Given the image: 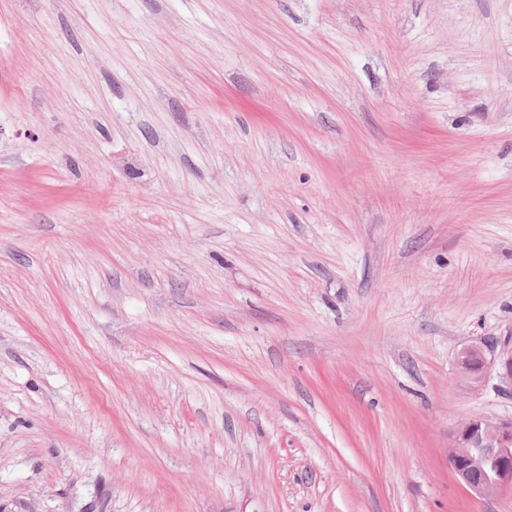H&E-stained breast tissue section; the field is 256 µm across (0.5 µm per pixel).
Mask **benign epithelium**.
I'll return each mask as SVG.
<instances>
[{"mask_svg": "<svg viewBox=\"0 0 512 512\" xmlns=\"http://www.w3.org/2000/svg\"><path fill=\"white\" fill-rule=\"evenodd\" d=\"M495 366L512 382V355L497 353L492 343L465 346L456 359L457 374L471 389L479 388ZM448 445L450 466L472 494L512 491V422L462 421L449 433Z\"/></svg>", "mask_w": 512, "mask_h": 512, "instance_id": "7a95c632", "label": "benign epithelium"}]
</instances>
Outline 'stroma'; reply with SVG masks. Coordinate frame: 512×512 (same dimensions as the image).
Segmentation results:
<instances>
[{
    "label": "stroma",
    "instance_id": "obj_1",
    "mask_svg": "<svg viewBox=\"0 0 512 512\" xmlns=\"http://www.w3.org/2000/svg\"><path fill=\"white\" fill-rule=\"evenodd\" d=\"M512 0H0V512H512ZM474 366L478 368L479 376L472 379L470 373ZM495 366H499L503 375L512 384V355L498 354L493 343L483 342L465 346L460 350L456 359L457 374L470 389H479L480 384ZM448 445L450 466L472 494L512 491V422L462 421L449 433Z\"/></svg>",
    "mask_w": 512,
    "mask_h": 512
}]
</instances>
